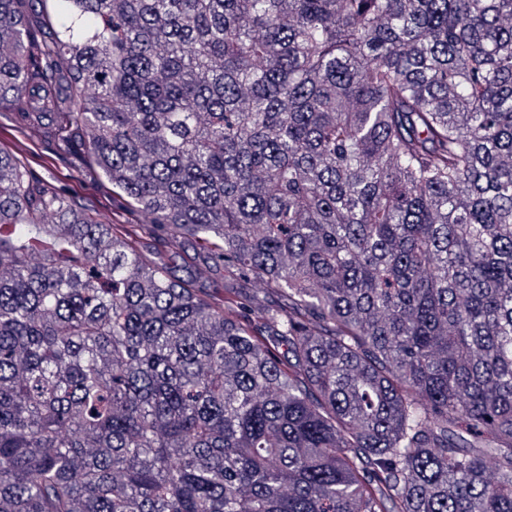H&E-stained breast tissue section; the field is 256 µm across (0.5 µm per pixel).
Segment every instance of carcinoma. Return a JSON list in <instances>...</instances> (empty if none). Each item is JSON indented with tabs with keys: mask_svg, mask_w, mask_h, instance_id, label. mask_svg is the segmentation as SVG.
I'll use <instances>...</instances> for the list:
<instances>
[{
	"mask_svg": "<svg viewBox=\"0 0 512 512\" xmlns=\"http://www.w3.org/2000/svg\"><path fill=\"white\" fill-rule=\"evenodd\" d=\"M3 112L0 512H512V0H0ZM29 128H37L40 136L30 139ZM29 128L26 132V142L40 160V165L32 164L38 178L59 184L76 203L94 208L98 217L107 224L126 221L148 223L144 215L133 214L127 209L124 200L112 196L111 186L102 180L85 160L62 150L57 138L50 132L39 125H32ZM146 251L150 252H159L160 255H166L169 258H173L171 261L177 265L176 269H180L183 265L182 260L178 257L181 255L183 257V248L181 243L177 246H171L168 244L167 240H156V241H148ZM186 271L177 272V274L187 277L189 276L197 284L201 285L203 288H208L209 291L212 292H223L224 288H229L230 281L224 278V269L219 267H214L213 265L203 261L202 258H197L193 263H190V267Z\"/></svg>",
	"mask_w": 512,
	"mask_h": 512,
	"instance_id": "1",
	"label": "carcinoma"
}]
</instances>
